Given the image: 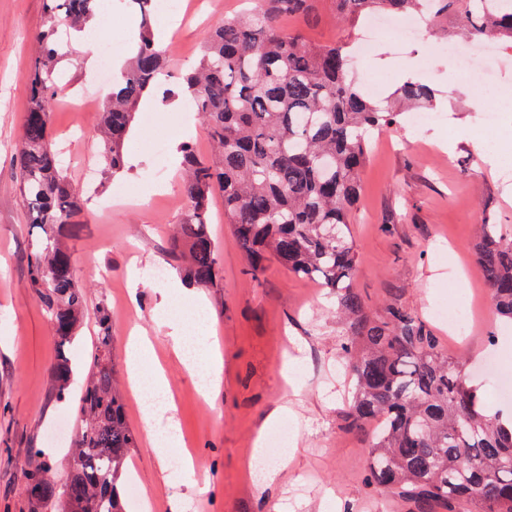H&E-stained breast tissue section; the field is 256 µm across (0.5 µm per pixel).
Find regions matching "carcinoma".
I'll use <instances>...</instances> for the list:
<instances>
[{"mask_svg":"<svg viewBox=\"0 0 512 512\" xmlns=\"http://www.w3.org/2000/svg\"><path fill=\"white\" fill-rule=\"evenodd\" d=\"M44 2L15 163L29 223L43 232L27 257L28 281L48 313L57 395L63 397L73 374L69 348L86 296L63 239L80 225L89 197L58 164L52 100L59 88V31L84 28L97 0ZM317 2L247 0L241 14L224 17L206 33L199 63L180 85L201 112L213 157L203 160L191 144L181 146L187 211L173 228L172 253L184 259L190 282L216 283L209 199L222 193L225 223L254 277L273 261L336 295L346 326L341 350L352 382L348 424L366 429L379 423L366 442V483L415 504L413 512H512V430L485 414L479 388L443 352L425 321L396 302L372 311L353 287L358 253L349 224L360 198L359 173L370 133L394 125L399 113L391 100L373 98L350 76V33L317 45L282 30L284 15L315 23ZM332 2L336 22L349 29L380 11L424 16L433 31L451 14L474 40L512 44V0ZM131 4L140 14L138 38L101 113L99 156L114 175L125 168L124 142L139 103L166 70L152 29L155 0ZM392 97L429 103L435 93L406 81ZM476 256L497 314L512 321V233L480 225ZM98 318L101 335L80 400L81 426L67 478L58 483L46 464L29 470L26 495L33 512L52 504L59 512H126L116 486L129 474L136 436L115 380L105 308Z\"/></svg>","mask_w":512,"mask_h":512,"instance_id":"1","label":"carcinoma"}]
</instances>
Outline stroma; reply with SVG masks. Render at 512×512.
Returning a JSON list of instances; mask_svg holds the SVG:
<instances>
[{"instance_id": "stroma-1", "label": "stroma", "mask_w": 512, "mask_h": 512, "mask_svg": "<svg viewBox=\"0 0 512 512\" xmlns=\"http://www.w3.org/2000/svg\"><path fill=\"white\" fill-rule=\"evenodd\" d=\"M244 0H204L197 15L173 13L154 21L155 40L169 60L168 83L178 84L200 54L208 28L241 12ZM108 25L90 37L126 55L139 19L129 0H101ZM44 20L43 0H0V512H30L25 474L51 464L56 479L67 473L66 453L80 427L78 404L92 364L100 328L99 302L111 315L114 368L121 383L126 416L137 432L130 466L146 505L145 512H407V506L384 489L364 485L368 458L366 435L346 423L347 379L340 359L344 323L336 299L314 280L293 275L277 264L253 277L228 224L224 200L214 195L210 230L221 277L200 288L202 318L214 326L224 353V384L210 402L197 394L178 361L167 330L160 324L161 304L173 282H184L180 261L169 253V234L185 211L181 162L176 142L191 143L203 158L213 148L196 107L182 111L139 108L124 144L126 167L112 176L97 171L86 182L84 157L97 153V121L107 88L96 68L60 65L54 107L53 139L63 153V169L77 187L92 184L96 204L65 244L76 278L85 286L87 311L73 340L74 377L66 398H58L53 376L55 344L46 310L28 286L27 256L38 230L28 222L14 162L27 107L31 54ZM457 22L444 18L431 36L438 50L418 44L396 49L380 38L372 55L360 58L354 72L361 84L384 76L393 92L405 75L437 90L439 125H410L401 113L396 125L375 132L370 159L361 173V197L350 235L358 251L354 288L365 305L381 310L395 301L431 321L436 303L456 309L465 299L448 276V259L456 257L474 292L477 315L465 336L449 334L433 323L443 350L462 357L465 374L485 401L495 404L494 377L488 361H502L496 339L507 323L485 308L491 290L476 259L477 227L484 223L512 229V172L489 164V157L512 150V47L492 89L476 91L459 77L441 43L454 42ZM95 87L98 102L75 112L70 100ZM498 115L494 140L476 153L470 141L486 113ZM139 190L138 198L99 209L116 187ZM165 266V279L152 277ZM142 328L155 339L156 356L169 377L178 419L196 473L166 482L164 464L142 434V412L134 403L127 366V337ZM297 364L296 392L287 393L282 364ZM291 416L281 422L292 436L287 469L272 484L258 487L249 470L255 440L275 405ZM42 456H35V449Z\"/></svg>"}]
</instances>
